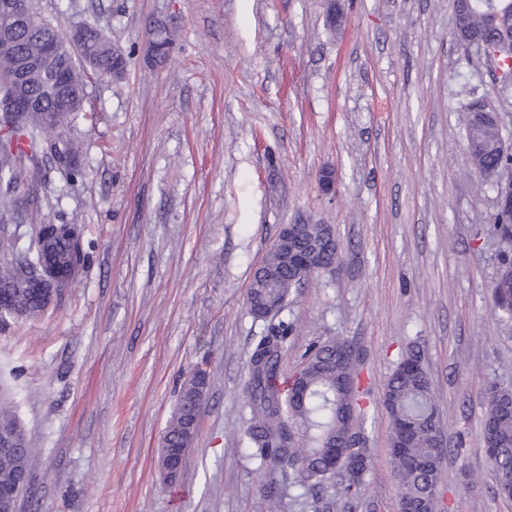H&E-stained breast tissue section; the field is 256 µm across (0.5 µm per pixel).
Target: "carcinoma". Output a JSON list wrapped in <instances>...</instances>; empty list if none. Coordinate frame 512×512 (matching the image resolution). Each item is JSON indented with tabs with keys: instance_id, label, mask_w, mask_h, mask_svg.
Segmentation results:
<instances>
[{
	"instance_id": "carcinoma-1",
	"label": "carcinoma",
	"mask_w": 512,
	"mask_h": 512,
	"mask_svg": "<svg viewBox=\"0 0 512 512\" xmlns=\"http://www.w3.org/2000/svg\"><path fill=\"white\" fill-rule=\"evenodd\" d=\"M454 13L465 20L453 31L460 47L477 40L493 45L500 58H512V0H453ZM43 33L37 28L20 32L14 47L29 54L38 51ZM74 50L63 45L59 66L68 71L70 101L63 105L46 99L43 112L30 117V124L13 125L12 114L0 112V204H12L21 183L17 159L36 154L37 137L48 113L52 127L47 133L59 139L61 150L70 157L81 154V144L72 134L74 123L85 112L86 83L71 63ZM89 66L102 76L122 78L126 69L123 53L108 39L95 41L88 51ZM481 100L468 103L465 142L475 175L486 181L490 172L512 164L503 153L500 123L482 121L477 112ZM494 232L512 239V207L500 206L492 217ZM340 244L329 224H300L279 237L254 272L248 293L249 312L283 306L310 279L331 269L337 262ZM0 291L7 295L13 318L40 315L45 304L34 286L19 284L18 270L34 278L33 265L19 262L23 251L11 237L0 235ZM495 311L512 315V256L501 257L491 285ZM291 325L280 321L268 327L253 345L246 362L244 381V425L241 439L249 458L258 463L267 481L262 485L266 512H278L284 488L300 490L320 499L331 489L338 499L353 498L364 491L366 470L349 469L352 460L368 462L366 433L368 390L362 388V358L342 338L332 337L315 345L307 359L293 371L283 369V354ZM208 394V380L191 372L183 381L176 407L167 424L160 450V471L170 469L168 449L188 453L199 432V403ZM383 404L390 419V456L400 484L399 512H447L440 485L443 460L448 448L439 447L441 429L438 410L427 371L414 352L400 356L387 379ZM6 421L19 429L20 448L0 456V487L18 484L29 468L31 448L26 430L8 415ZM481 444L497 479L498 495L512 500V388L495 383L488 388L487 410Z\"/></svg>"
}]
</instances>
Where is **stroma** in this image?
Returning a JSON list of instances; mask_svg holds the SVG:
<instances>
[{"label":"stroma","mask_w":512,"mask_h":512,"mask_svg":"<svg viewBox=\"0 0 512 512\" xmlns=\"http://www.w3.org/2000/svg\"><path fill=\"white\" fill-rule=\"evenodd\" d=\"M336 3L332 35L327 0H36L52 22L95 23L127 68L85 75L96 118L79 127L77 180L23 158L27 189L0 207L20 248L34 225L81 213L90 255L42 314L0 325V401L32 448L19 512H264L238 442L244 366L266 327L246 298L285 224L334 225L341 254L283 311L284 366L332 336L362 353L370 466L360 498L287 489L282 512H399L382 396L405 350L451 450L449 512H512L478 440L488 385H512V320L491 293L508 246L464 139L471 97L497 108L512 144V86L452 42V0ZM154 27L175 34L161 60L147 53ZM199 366L206 408L169 485L163 432Z\"/></svg>","instance_id":"obj_1"}]
</instances>
